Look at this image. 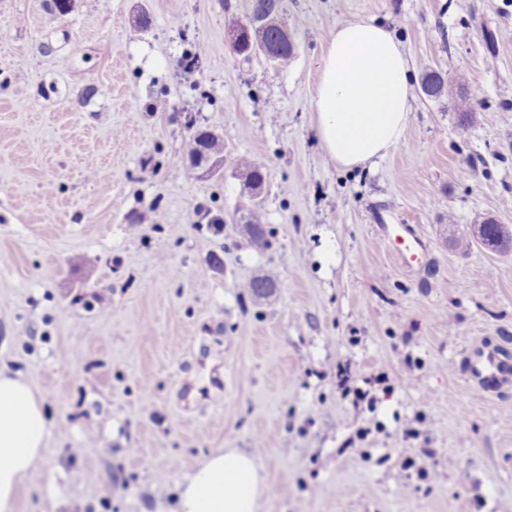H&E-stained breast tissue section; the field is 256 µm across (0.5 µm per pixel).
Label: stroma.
I'll use <instances>...</instances> for the list:
<instances>
[{
    "label": "stroma",
    "mask_w": 512,
    "mask_h": 512,
    "mask_svg": "<svg viewBox=\"0 0 512 512\" xmlns=\"http://www.w3.org/2000/svg\"><path fill=\"white\" fill-rule=\"evenodd\" d=\"M249 13L0 0V368L52 425L16 512H178L221 448L256 453L259 512H512V385L489 396L464 358L512 348V252L450 241L512 226V0H280L278 69L233 50ZM360 19L394 32L413 83L365 170L326 160L310 108L331 32ZM199 129L226 140L209 176L187 159ZM242 160L265 177L263 252ZM401 224L424 244L408 265ZM270 270V296L244 292ZM244 219V226L246 228L247 235L250 238L252 247L258 252H263L268 247L269 240L265 229L264 210L262 205L259 203L254 204L252 207L247 209V214Z\"/></svg>",
    "instance_id": "35a3bbf8"
}]
</instances>
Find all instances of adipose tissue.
<instances>
[{
    "label": "adipose tissue",
    "instance_id": "adipose-tissue-1",
    "mask_svg": "<svg viewBox=\"0 0 512 512\" xmlns=\"http://www.w3.org/2000/svg\"><path fill=\"white\" fill-rule=\"evenodd\" d=\"M411 65L383 24L338 25L326 43L311 99L321 146L336 165L363 167L399 143L411 120ZM50 425L27 382L0 369V512L43 456ZM264 484L252 455L221 448L179 485L180 512H258Z\"/></svg>",
    "mask_w": 512,
    "mask_h": 512
}]
</instances>
